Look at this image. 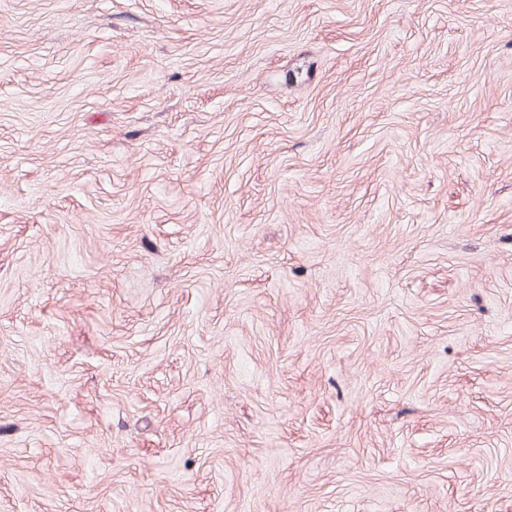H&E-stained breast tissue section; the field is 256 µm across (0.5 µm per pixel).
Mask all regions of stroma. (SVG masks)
<instances>
[{"instance_id":"stroma-1","label":"stroma","mask_w":512,"mask_h":512,"mask_svg":"<svg viewBox=\"0 0 512 512\" xmlns=\"http://www.w3.org/2000/svg\"><path fill=\"white\" fill-rule=\"evenodd\" d=\"M0 512H512V0H0Z\"/></svg>"}]
</instances>
